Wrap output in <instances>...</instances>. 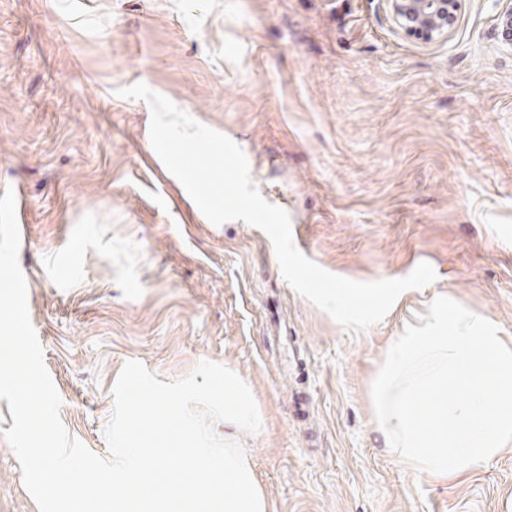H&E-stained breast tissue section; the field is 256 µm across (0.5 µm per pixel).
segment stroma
<instances>
[{
	"label": "stroma",
	"mask_w": 512,
	"mask_h": 512,
	"mask_svg": "<svg viewBox=\"0 0 512 512\" xmlns=\"http://www.w3.org/2000/svg\"><path fill=\"white\" fill-rule=\"evenodd\" d=\"M496 0H461L446 44L381 0H0V193L22 190L30 319L68 434L103 461L124 365L200 361L244 380L234 433L269 512H512V445L449 483L405 470L371 386L407 326L449 297L512 337V51ZM135 83L245 153L297 249L359 282L429 263L354 335L283 278L240 220L212 224L155 153ZM0 512H39L4 430Z\"/></svg>",
	"instance_id": "obj_1"
}]
</instances>
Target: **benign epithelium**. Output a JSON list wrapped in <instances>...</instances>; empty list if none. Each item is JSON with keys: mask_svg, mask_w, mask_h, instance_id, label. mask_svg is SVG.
<instances>
[{"mask_svg": "<svg viewBox=\"0 0 512 512\" xmlns=\"http://www.w3.org/2000/svg\"><path fill=\"white\" fill-rule=\"evenodd\" d=\"M394 29L424 44L448 40L461 0H385ZM497 15L501 44L512 51V0Z\"/></svg>", "mask_w": 512, "mask_h": 512, "instance_id": "benign-epithelium-1", "label": "benign epithelium"}]
</instances>
